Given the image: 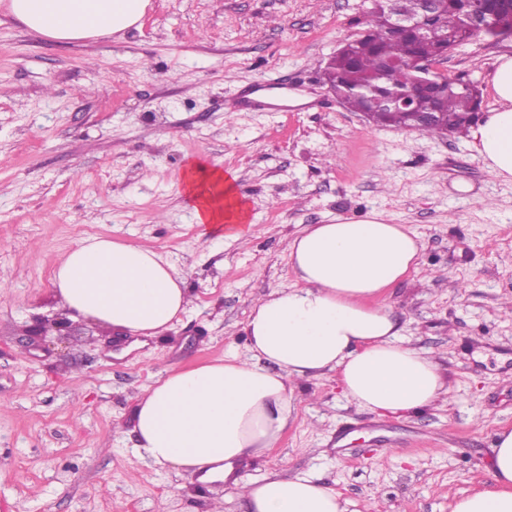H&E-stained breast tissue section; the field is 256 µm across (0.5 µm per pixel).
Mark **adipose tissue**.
Instances as JSON below:
<instances>
[{
    "instance_id": "1",
    "label": "adipose tissue",
    "mask_w": 512,
    "mask_h": 512,
    "mask_svg": "<svg viewBox=\"0 0 512 512\" xmlns=\"http://www.w3.org/2000/svg\"><path fill=\"white\" fill-rule=\"evenodd\" d=\"M150 0H5L8 16L58 44L138 26ZM497 105L472 125L471 148L488 171L512 182V57L491 75ZM235 172L187 165L182 189L197 224L240 239L250 230ZM420 237L380 212L312 224L288 243L294 284L257 299L243 331L250 360L234 356L170 369L138 402L137 448L151 464L200 482L231 481L244 512H347L333 488L276 473L234 478L237 464L277 447L297 409L298 382L338 373L350 404L380 415L412 413L446 395L437 364L403 339L387 289L417 272ZM70 314L130 336L168 331L189 304L185 278L162 252L92 238L54 271ZM494 488L458 500L452 512H512V430L497 434Z\"/></svg>"
}]
</instances>
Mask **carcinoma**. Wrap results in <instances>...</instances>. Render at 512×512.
<instances>
[{"instance_id":"1","label":"carcinoma","mask_w":512,"mask_h":512,"mask_svg":"<svg viewBox=\"0 0 512 512\" xmlns=\"http://www.w3.org/2000/svg\"><path fill=\"white\" fill-rule=\"evenodd\" d=\"M470 8L471 0H446L440 12L425 18L423 25L472 40L474 35L465 29ZM393 9L420 12L418 0H373L363 31L327 61L328 83L346 97L351 111L370 113V119L378 125L403 128L404 121L384 105V98L407 88L412 59L438 62L455 46L441 37L393 33L388 26L389 11ZM486 9L494 22L490 36H512V0H486ZM481 103L477 87L462 78L451 93L446 86L435 84L420 95L418 111L440 113L442 125L420 126L417 132L428 136L448 132L461 137L478 120Z\"/></svg>"}]
</instances>
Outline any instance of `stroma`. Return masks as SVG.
<instances>
[{"label":"stroma","instance_id":"obj_1","mask_svg":"<svg viewBox=\"0 0 512 512\" xmlns=\"http://www.w3.org/2000/svg\"><path fill=\"white\" fill-rule=\"evenodd\" d=\"M150 2L138 29L68 45L0 13V512H241L139 455L137 395L170 368L249 358L253 301L295 282L289 238L372 211L422 240L419 273L387 299L447 397L381 418L336 374L311 379L277 448L240 474L313 477L351 512H450L492 486L512 428V183L465 138L381 127L326 93L322 67L372 0ZM503 55L512 37H480L439 69L476 83L487 111ZM245 87L276 108L225 111ZM200 158L239 172L245 239L195 223L181 180ZM89 237L163 250L192 306L141 343L106 328L31 348L26 327L60 310L54 270Z\"/></svg>","mask_w":512,"mask_h":512}]
</instances>
